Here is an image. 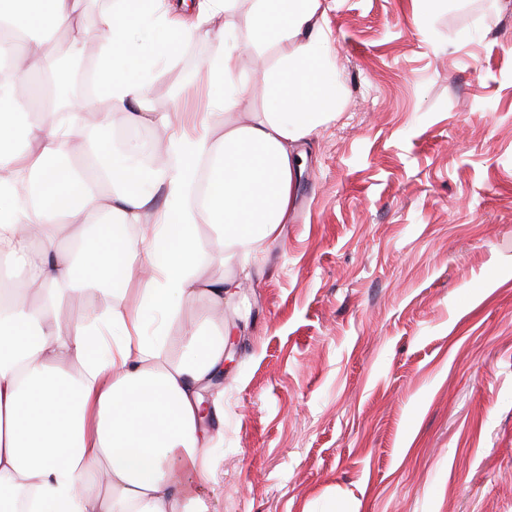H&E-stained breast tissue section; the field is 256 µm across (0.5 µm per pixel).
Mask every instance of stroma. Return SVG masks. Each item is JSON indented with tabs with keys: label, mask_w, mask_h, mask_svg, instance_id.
<instances>
[{
	"label": "stroma",
	"mask_w": 512,
	"mask_h": 512,
	"mask_svg": "<svg viewBox=\"0 0 512 512\" xmlns=\"http://www.w3.org/2000/svg\"><path fill=\"white\" fill-rule=\"evenodd\" d=\"M326 28L336 119L224 311L209 512H512V0H334ZM218 46L174 48L155 111L208 110Z\"/></svg>",
	"instance_id": "stroma-1"
}]
</instances>
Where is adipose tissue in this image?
I'll use <instances>...</instances> for the list:
<instances>
[{
  "instance_id": "1",
  "label": "adipose tissue",
  "mask_w": 512,
  "mask_h": 512,
  "mask_svg": "<svg viewBox=\"0 0 512 512\" xmlns=\"http://www.w3.org/2000/svg\"><path fill=\"white\" fill-rule=\"evenodd\" d=\"M79 0H0V512H208L213 454L224 442L207 384L224 365V309L261 270L296 207L303 142L336 118L328 0H250L245 22L256 46L282 52L263 64L265 106L235 78L243 48L233 0H198L185 22L177 0L150 10L114 0L99 20L103 99L30 112V79L55 32L72 26ZM223 18L208 66L230 113L223 132L208 115L190 128L152 111L145 85L174 39L209 35ZM158 125L165 159L145 170L128 155L84 168L57 165L85 128ZM40 182V201L18 186ZM221 246L223 278H204L199 223ZM107 288L109 301L59 314V293ZM205 303L208 317L184 323L178 360L165 357L168 327Z\"/></svg>"
}]
</instances>
